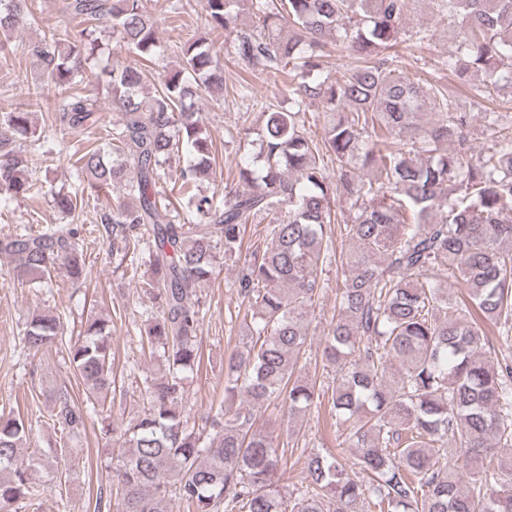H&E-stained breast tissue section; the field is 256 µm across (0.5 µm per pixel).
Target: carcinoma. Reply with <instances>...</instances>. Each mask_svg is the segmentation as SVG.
I'll return each mask as SVG.
<instances>
[{
    "label": "carcinoma",
    "instance_id": "1",
    "mask_svg": "<svg viewBox=\"0 0 512 512\" xmlns=\"http://www.w3.org/2000/svg\"><path fill=\"white\" fill-rule=\"evenodd\" d=\"M411 0H205L210 31L231 40L236 64L287 77L296 110L262 113V167L237 165L224 200L197 192L212 168V140L192 109L193 87L224 91L217 42H179L181 63L160 88L143 91L145 64L158 62L157 26L146 0H62L61 18L20 46L55 91L58 128L37 130L31 112L0 105V208L31 193L28 141L52 158L66 130L96 126L77 176L92 188L124 187L100 222L112 253L142 257V288L158 315L140 333L161 375L145 377L148 408L124 429L112 467L117 512H512V363L486 350V324H512V120L493 107L502 73L512 80V0H435L453 48L442 64L461 91L403 73L401 35ZM81 19L75 29L68 21ZM35 19V0H0V47ZM132 60L107 72L119 123L89 94L74 92L102 50L101 24ZM348 57L342 79H323V58ZM484 79L472 83L468 77ZM322 106L323 136L300 114ZM488 146L474 152V117ZM429 119L422 120L423 116ZM190 155L175 188L181 208L158 189L171 153ZM333 157L327 173L324 157ZM352 246L337 249L338 198ZM266 225L262 250L243 249L247 225ZM237 267L245 302V346L224 359V403L195 429L183 419L186 381L201 361L200 286L217 246ZM21 283H45L56 267L86 272L73 228L0 242ZM336 266V314L321 339L336 368L331 384L301 375L310 309L322 272ZM452 279L448 293L429 277ZM60 318L36 314L23 340L43 354L63 336ZM110 328L91 318L66 347L85 399L57 394L50 414L63 435L86 427L90 406L110 418L114 400ZM279 401L288 442L321 408L343 427L336 450L307 456L303 490L289 499L285 452L256 427V412ZM25 418L0 415V512L40 496L20 450L32 442Z\"/></svg>",
    "mask_w": 512,
    "mask_h": 512
}]
</instances>
